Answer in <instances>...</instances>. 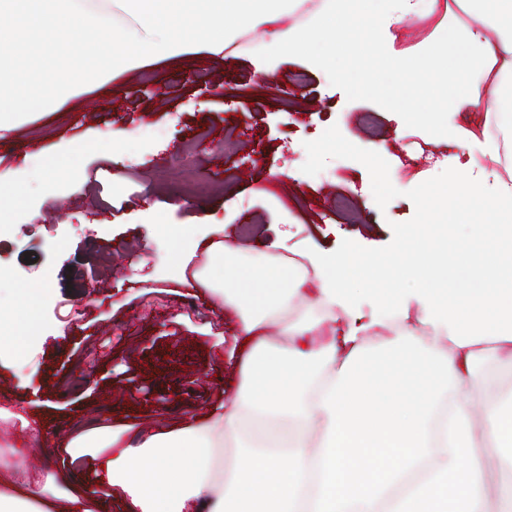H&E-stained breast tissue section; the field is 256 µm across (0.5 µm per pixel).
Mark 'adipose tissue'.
<instances>
[{
	"instance_id": "1",
	"label": "adipose tissue",
	"mask_w": 512,
	"mask_h": 512,
	"mask_svg": "<svg viewBox=\"0 0 512 512\" xmlns=\"http://www.w3.org/2000/svg\"><path fill=\"white\" fill-rule=\"evenodd\" d=\"M305 0H117L130 19L77 0H0V126L20 108L61 102L84 86L110 91L112 75L150 58L207 48L263 28L265 54L303 56L314 70L367 94L429 76L451 78L436 111L416 113L443 125L449 141L479 154L477 175H462L427 200L429 213L466 209L490 218L469 224L482 273L461 283L448 272V227L426 224L384 257L335 253L318 245L296 256L225 241L209 225L174 254V278L209 295L210 310L234 316L242 343L229 351L237 375L232 398L175 423L142 429L113 424L111 412L78 423L58 439L37 414L1 407L18 430L0 458V512H108L120 491L128 512H486V479L502 476L496 512H512V386L478 395L476 365L486 349L512 366V150L501 151L491 124L512 125V0H320L305 23L291 22ZM437 20L444 40L406 52L396 26ZM119 29L121 44L90 45L75 62L51 55L38 82L21 87L24 40L59 44L86 30ZM481 119L482 133L464 126ZM499 167L486 182L488 166ZM208 261L193 267L197 253ZM385 269L413 287L391 301L355 280ZM314 319H289L293 303ZM421 310L424 333L407 325ZM284 322L270 341L269 323ZM255 422L249 450L218 455ZM46 448L40 468L31 443ZM68 460L59 469L57 456Z\"/></svg>"
}]
</instances>
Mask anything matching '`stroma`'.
I'll list each match as a JSON object with an SVG mask.
<instances>
[{"label":"stroma","mask_w":512,"mask_h":512,"mask_svg":"<svg viewBox=\"0 0 512 512\" xmlns=\"http://www.w3.org/2000/svg\"><path fill=\"white\" fill-rule=\"evenodd\" d=\"M260 54L234 50L245 109L200 99L202 87L224 82L223 54L201 49L116 74L111 96L84 89L0 130V172L22 174L24 188L19 206L0 208V303L29 334L20 362L0 361V404L44 413L61 438L94 405L143 426L203 411L230 381L218 355L234 344L233 321L194 286L168 280L175 245L160 225L220 222L225 237L252 247L292 219L298 238L337 255H384L426 224L428 191L469 162L411 118L435 106L430 81L356 94L285 55L266 85ZM388 95L403 111L388 109ZM148 123L164 130L160 141L142 139ZM193 136L191 195L172 160ZM381 144L386 156L374 157ZM419 148L445 159L406 164ZM47 154L59 174H42ZM45 276L49 290L28 310L22 290ZM166 389L175 399L157 405Z\"/></svg>","instance_id":"obj_1"}]
</instances>
